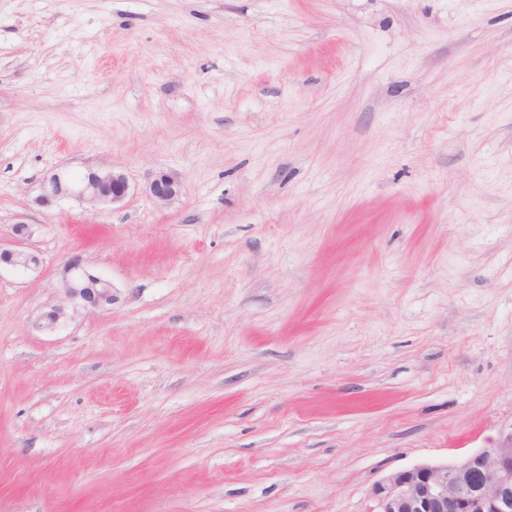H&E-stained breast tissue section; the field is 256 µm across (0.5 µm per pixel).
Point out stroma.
<instances>
[{
	"label": "stroma",
	"mask_w": 512,
	"mask_h": 512,
	"mask_svg": "<svg viewBox=\"0 0 512 512\" xmlns=\"http://www.w3.org/2000/svg\"><path fill=\"white\" fill-rule=\"evenodd\" d=\"M88 167L125 201L41 202ZM21 221L0 512H374L512 431V0H0ZM148 191L157 204L167 205L180 196L181 181L175 173L159 170L153 175ZM60 280L66 297L80 301L87 307H105L116 300L111 282L88 271L78 256L64 264Z\"/></svg>",
	"instance_id": "obj_1"
}]
</instances>
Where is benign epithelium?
<instances>
[{
    "label": "benign epithelium",
    "instance_id": "obj_1",
    "mask_svg": "<svg viewBox=\"0 0 512 512\" xmlns=\"http://www.w3.org/2000/svg\"><path fill=\"white\" fill-rule=\"evenodd\" d=\"M150 196L167 205L181 194L179 177L165 170L155 172ZM130 193L126 175L119 170L89 169L74 180L65 171L53 173L43 184L41 201L74 198L91 207L115 205ZM37 257L27 251L0 247V268L28 269ZM61 286L70 300L91 308L112 304V283L85 267L75 256L60 272ZM376 512H512V432L498 446L480 448L450 463L419 464L396 470L370 490Z\"/></svg>",
    "mask_w": 512,
    "mask_h": 512
}]
</instances>
